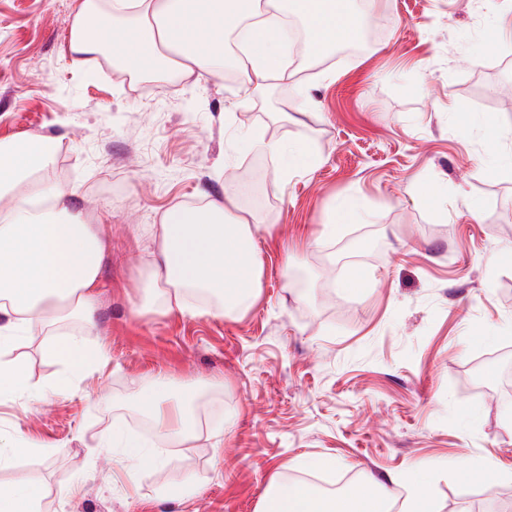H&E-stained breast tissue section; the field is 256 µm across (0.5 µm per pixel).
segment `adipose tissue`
Segmentation results:
<instances>
[{"instance_id":"1","label":"adipose tissue","mask_w":512,"mask_h":512,"mask_svg":"<svg viewBox=\"0 0 512 512\" xmlns=\"http://www.w3.org/2000/svg\"><path fill=\"white\" fill-rule=\"evenodd\" d=\"M259 0H112V24L98 27L86 6L76 12L70 34L73 53L97 54L100 46L139 69H176L189 76L222 78L224 58L216 47L225 32L239 36L249 63L246 88L264 93L268 81L288 79L280 57L284 10L308 26L341 19V39H350L367 20L373 0H283L281 8L259 13ZM59 140H0V399L22 410L57 392L56 383L32 382L14 356L25 340L39 339L43 358L64 373H81L101 364L105 353L83 335L61 332L44 337L46 327L76 317L93 319L102 286L107 242L92 216L71 202L72 193L47 187L37 177L59 151ZM258 225L242 216L234 193L199 207L177 205L155 225L144 266L157 311L187 310L189 292L210 297L209 314L233 319L255 304L263 266L258 258ZM141 406L171 442L192 431L186 401L142 394ZM392 495L386 483L366 478L353 492L324 495L321 489L272 480L258 512H382ZM44 494L33 482L0 483V512H44Z\"/></svg>"}]
</instances>
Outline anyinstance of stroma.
Listing matches in <instances>:
<instances>
[{
    "mask_svg": "<svg viewBox=\"0 0 512 512\" xmlns=\"http://www.w3.org/2000/svg\"><path fill=\"white\" fill-rule=\"evenodd\" d=\"M81 2L0 0V139H59L42 178L108 243L94 324L64 323L107 363L29 412L0 400V433L53 448L16 465L45 512H256L276 476L393 478L404 497L417 471L434 512H512V77L487 60L512 0H375L364 52H288L294 83L262 95L206 74L152 86L73 54ZM284 143L317 163L277 190ZM231 189L260 226L254 308L149 312L151 225ZM353 275L367 287H341ZM133 378L190 389L188 440L140 426ZM119 426L167 448V485L197 494L160 504L150 461L100 447Z\"/></svg>",
    "mask_w": 512,
    "mask_h": 512,
    "instance_id": "stroma-1",
    "label": "stroma"
}]
</instances>
